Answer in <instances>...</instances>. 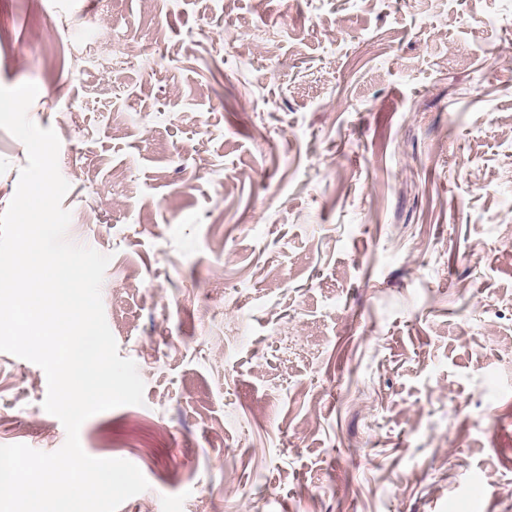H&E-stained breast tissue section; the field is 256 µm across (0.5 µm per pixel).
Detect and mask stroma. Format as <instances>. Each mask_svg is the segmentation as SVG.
Segmentation results:
<instances>
[{"label": "stroma", "instance_id": "obj_1", "mask_svg": "<svg viewBox=\"0 0 512 512\" xmlns=\"http://www.w3.org/2000/svg\"><path fill=\"white\" fill-rule=\"evenodd\" d=\"M25 82L145 383L79 433L121 512H512V0H0ZM46 395L0 352V445Z\"/></svg>", "mask_w": 512, "mask_h": 512}]
</instances>
